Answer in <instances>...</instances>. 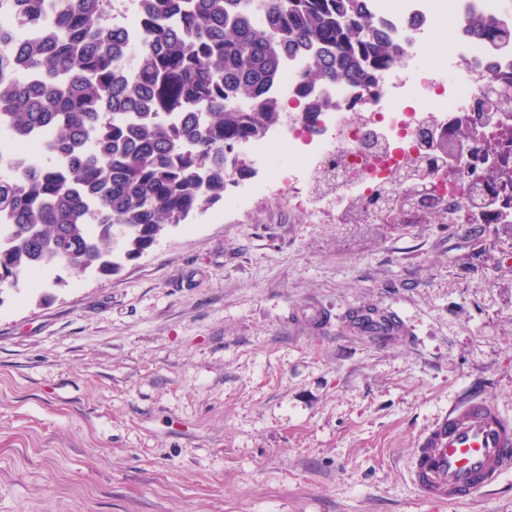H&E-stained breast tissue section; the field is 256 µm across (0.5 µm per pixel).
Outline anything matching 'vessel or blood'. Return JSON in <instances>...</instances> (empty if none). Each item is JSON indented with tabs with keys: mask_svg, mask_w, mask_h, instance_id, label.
I'll return each mask as SVG.
<instances>
[{
	"mask_svg": "<svg viewBox=\"0 0 512 512\" xmlns=\"http://www.w3.org/2000/svg\"><path fill=\"white\" fill-rule=\"evenodd\" d=\"M360 323L383 338L399 332L393 314H375ZM409 473L429 500L463 502L492 490L512 474V420L480 397L454 404L419 438Z\"/></svg>",
	"mask_w": 512,
	"mask_h": 512,
	"instance_id": "1",
	"label": "vessel or blood"
}]
</instances>
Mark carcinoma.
<instances>
[{
  "instance_id": "carcinoma-1",
  "label": "carcinoma",
  "mask_w": 512,
  "mask_h": 512,
  "mask_svg": "<svg viewBox=\"0 0 512 512\" xmlns=\"http://www.w3.org/2000/svg\"><path fill=\"white\" fill-rule=\"evenodd\" d=\"M116 0H0V142L40 140L33 160L0 165V288L33 271L112 274L116 249L141 256L167 225L224 200L249 172L235 144L283 114L270 93L287 56L307 64L297 89L308 122L312 88L348 81L376 90L404 52L365 0H147L133 28L112 25ZM496 47L512 30L463 22ZM483 99L512 114V90Z\"/></svg>"
}]
</instances>
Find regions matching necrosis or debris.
<instances>
[{
	"mask_svg": "<svg viewBox=\"0 0 512 512\" xmlns=\"http://www.w3.org/2000/svg\"><path fill=\"white\" fill-rule=\"evenodd\" d=\"M405 55L401 66L382 73L374 95L348 83L320 86L325 102L313 124L284 119L239 150L263 166L278 167L281 180L252 174L224 191L226 205L240 208L276 192L290 209L319 220L333 213L351 223L365 207L380 224H408L413 215L381 199L383 188L410 161L430 173L434 199L455 207L472 224H496L495 211L473 207L480 195L511 198L512 187L473 184L469 169L483 156L478 137L458 139L461 117L471 112L489 85L512 80V44L490 52L463 30L469 16L512 28L507 0H367Z\"/></svg>",
	"mask_w": 512,
	"mask_h": 512,
	"instance_id": "4bbe7bcc",
	"label": "necrosis or debris"
}]
</instances>
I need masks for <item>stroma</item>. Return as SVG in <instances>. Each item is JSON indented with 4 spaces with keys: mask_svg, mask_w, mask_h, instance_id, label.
Here are the masks:
<instances>
[{
    "mask_svg": "<svg viewBox=\"0 0 512 512\" xmlns=\"http://www.w3.org/2000/svg\"><path fill=\"white\" fill-rule=\"evenodd\" d=\"M224 210L0 290V512H512V476L460 503L409 477L450 404L512 418V224ZM382 312L402 335L354 319Z\"/></svg>",
    "mask_w": 512,
    "mask_h": 512,
    "instance_id": "1",
    "label": "stroma"
}]
</instances>
